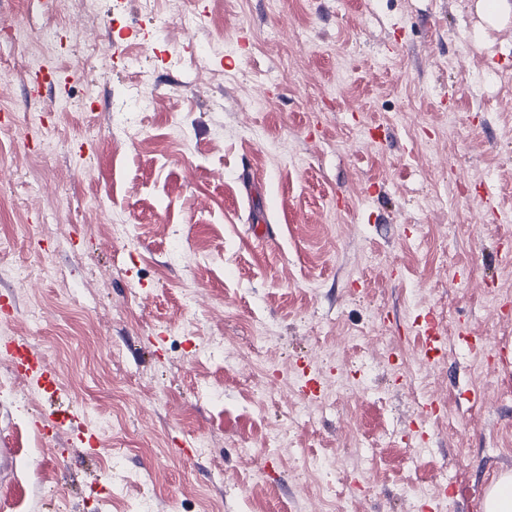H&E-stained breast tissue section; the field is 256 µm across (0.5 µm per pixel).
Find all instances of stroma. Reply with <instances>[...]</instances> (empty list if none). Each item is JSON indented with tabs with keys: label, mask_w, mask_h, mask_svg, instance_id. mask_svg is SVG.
Listing matches in <instances>:
<instances>
[{
	"label": "stroma",
	"mask_w": 512,
	"mask_h": 512,
	"mask_svg": "<svg viewBox=\"0 0 512 512\" xmlns=\"http://www.w3.org/2000/svg\"><path fill=\"white\" fill-rule=\"evenodd\" d=\"M475 3L154 0L162 38L132 24L135 0H100L91 19L74 0H0L28 34L0 45V238L14 242L0 254L14 308L0 338L30 336L22 316L40 305L33 342L62 385L54 402L18 400L0 360V448L13 454L0 512H98L111 472L128 486L109 512H132L143 479L153 512H423L424 486L447 489V512H483L491 480L512 472V22L482 29ZM71 28L78 40L44 60L74 97L57 112L58 92L35 94L19 66L44 32ZM136 93L154 104L128 139L112 115ZM36 266L53 277L19 287ZM428 309L444 355L409 381L424 355L411 325ZM210 336L223 357L202 354ZM258 351L280 375L271 400L254 392L270 379ZM305 365L362 388L264 453ZM427 403L439 411L424 419ZM45 407L92 409L112 432L94 455L72 426L44 440ZM201 438L203 457L189 451ZM308 456L349 464L307 476Z\"/></svg>",
	"instance_id": "1"
}]
</instances>
